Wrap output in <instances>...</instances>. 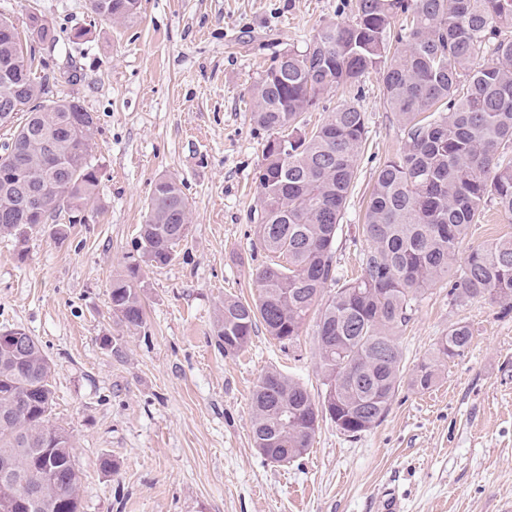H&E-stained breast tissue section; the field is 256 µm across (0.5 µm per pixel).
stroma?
<instances>
[{"label":"stroma","mask_w":512,"mask_h":512,"mask_svg":"<svg viewBox=\"0 0 512 512\" xmlns=\"http://www.w3.org/2000/svg\"><path fill=\"white\" fill-rule=\"evenodd\" d=\"M115 24L86 0H0L13 19L54 28L39 54L59 96L96 117L94 205L40 225L25 245L0 237V332L34 336L52 365V420L69 430L83 472L80 512H379L384 492L403 512H512V314L490 301L452 302L430 289L401 333L405 373L433 355L453 323L473 341L431 388L403 385L384 419L349 437L324 419L302 457L278 465L253 446L251 395L275 369L324 392L316 319L281 346L257 329L235 355L216 343L225 297L252 300L256 171L268 131L249 119L252 89L281 53L303 49L320 24L349 16L345 0H139ZM88 28L87 40L71 32ZM78 80L67 83L70 74ZM367 117V143L336 237L338 283L361 271L367 195L378 167L404 146L378 77L339 90L306 115L320 124L343 102ZM182 183L190 232L168 265L136 247L155 181ZM512 237L487 208L460 253ZM137 267L144 322L112 313L113 279ZM117 338L119 352L104 348ZM111 468H103V461Z\"/></svg>","instance_id":"35a3bbf8"}]
</instances>
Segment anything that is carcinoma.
Returning <instances> with one entry per match:
<instances>
[{
	"mask_svg": "<svg viewBox=\"0 0 512 512\" xmlns=\"http://www.w3.org/2000/svg\"><path fill=\"white\" fill-rule=\"evenodd\" d=\"M138 0H89L91 13L131 23ZM350 20L322 24L302 50H288L261 75L251 120L272 132L257 180L256 238L268 262L256 269L258 298L224 299L216 337L224 354L250 342L258 325L286 345L300 336L316 303L317 350L327 393L318 401L298 381L267 372L252 398L250 433L264 457L294 460L310 448L321 418L355 437L386 416L404 379L399 332L422 296L441 281L454 300L488 299L512 312V237L472 250L458 265L471 224L493 205L512 217V0H349ZM0 124L27 112L0 152V235L26 240L36 218L24 199V175L43 163L34 137L55 134L60 164L46 174L44 221L62 209L93 206L99 178L91 163L94 117L80 101L53 93L36 52L15 22L0 17ZM405 136L401 152L379 167L367 203L362 273L336 291L335 242L366 141V115L345 102L309 133L303 115L343 85L371 75ZM182 184L154 183L137 246L144 261L167 265L188 235ZM137 269L112 282V314L130 326L144 310ZM473 332L457 322L436 343L410 385L436 381L440 363L461 357ZM52 368L37 339L23 349L0 343V467L26 477L28 495L9 512H80L82 474L72 434L51 422Z\"/></svg>",
	"mask_w": 512,
	"mask_h": 512,
	"instance_id": "obj_1",
	"label": "carcinoma"
}]
</instances>
